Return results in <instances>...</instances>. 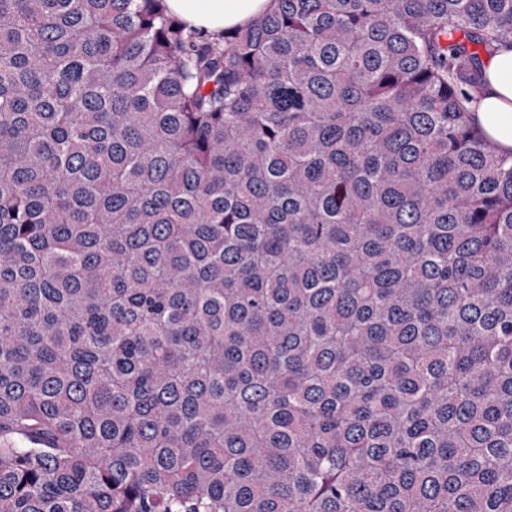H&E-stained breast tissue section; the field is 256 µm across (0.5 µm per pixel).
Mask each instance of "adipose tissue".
<instances>
[{
    "label": "adipose tissue",
    "mask_w": 512,
    "mask_h": 512,
    "mask_svg": "<svg viewBox=\"0 0 512 512\" xmlns=\"http://www.w3.org/2000/svg\"><path fill=\"white\" fill-rule=\"evenodd\" d=\"M170 10L188 24L218 33L273 11L276 0H168ZM477 96L476 117L502 153L512 152V50L491 57Z\"/></svg>",
    "instance_id": "ef3b65f1"
}]
</instances>
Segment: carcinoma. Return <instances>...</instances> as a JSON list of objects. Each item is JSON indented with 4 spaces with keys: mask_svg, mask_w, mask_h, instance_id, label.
I'll return each mask as SVG.
<instances>
[{
    "mask_svg": "<svg viewBox=\"0 0 512 512\" xmlns=\"http://www.w3.org/2000/svg\"><path fill=\"white\" fill-rule=\"evenodd\" d=\"M512 0H0V512H512ZM170 10L194 27L214 33L242 26L273 11L274 0H168ZM484 70L486 80L477 95L476 117L498 150L508 154L512 152V50L491 57Z\"/></svg>",
    "mask_w": 512,
    "mask_h": 512,
    "instance_id": "obj_1",
    "label": "carcinoma"
}]
</instances>
